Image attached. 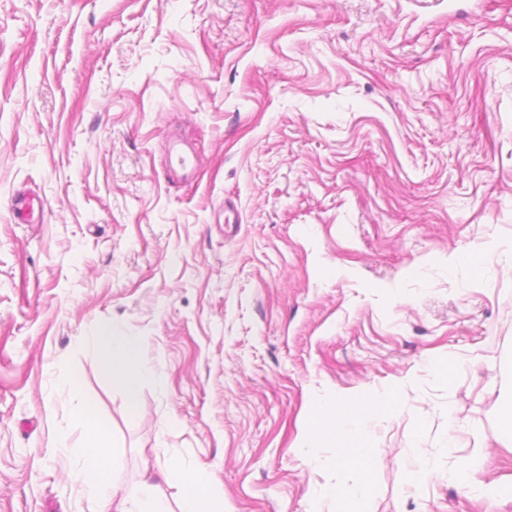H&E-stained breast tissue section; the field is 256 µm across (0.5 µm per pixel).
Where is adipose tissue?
<instances>
[{"instance_id": "ef3b65f1", "label": "adipose tissue", "mask_w": 512, "mask_h": 512, "mask_svg": "<svg viewBox=\"0 0 512 512\" xmlns=\"http://www.w3.org/2000/svg\"><path fill=\"white\" fill-rule=\"evenodd\" d=\"M94 348L106 355V369L116 375L128 395H136L145 382L162 383V372L146 363L140 344L133 336H114L100 331L92 336ZM72 413L83 427L81 448L90 465L74 470L72 477L91 504V512H168L165 503L150 492L119 494L112 479V454L108 429L96 417V408L78 385L70 387ZM393 395L373 402L355 399L330 405L318 401L310 405L300 441L301 451L314 453L320 445L335 451L333 465L339 470L357 473L349 486L327 485L312 493L313 500L335 499L336 512H369L373 495L372 475L378 465L376 443L371 430L374 421L394 413ZM163 479L179 490V512H224V492L202 478L191 466L166 462L160 464Z\"/></svg>"}]
</instances>
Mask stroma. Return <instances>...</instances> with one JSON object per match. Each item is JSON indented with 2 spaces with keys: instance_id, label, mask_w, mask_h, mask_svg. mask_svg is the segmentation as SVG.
Returning <instances> with one entry per match:
<instances>
[{
  "instance_id": "stroma-1",
  "label": "stroma",
  "mask_w": 512,
  "mask_h": 512,
  "mask_svg": "<svg viewBox=\"0 0 512 512\" xmlns=\"http://www.w3.org/2000/svg\"><path fill=\"white\" fill-rule=\"evenodd\" d=\"M100 329L166 375L137 420ZM72 380L173 510L155 461L310 512L355 476L309 401L389 393L370 512H512V0H0V512H90ZM411 447L416 464L410 472V482L412 485L420 487L436 478L438 471L431 454L426 448H421L417 436H413L411 439Z\"/></svg>"
}]
</instances>
